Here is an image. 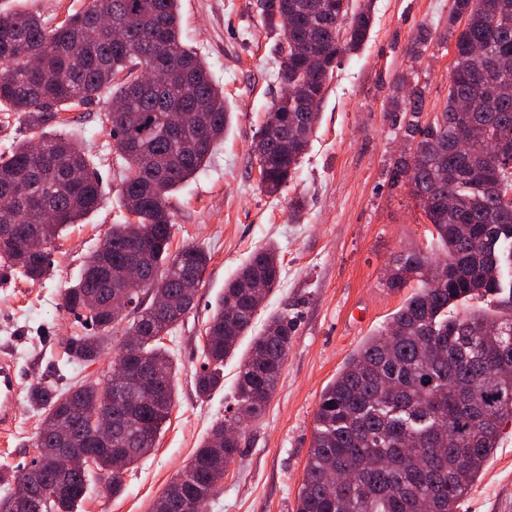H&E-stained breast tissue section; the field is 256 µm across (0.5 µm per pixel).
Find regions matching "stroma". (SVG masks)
I'll use <instances>...</instances> for the list:
<instances>
[{
	"label": "stroma",
	"instance_id": "1",
	"mask_svg": "<svg viewBox=\"0 0 512 512\" xmlns=\"http://www.w3.org/2000/svg\"><path fill=\"white\" fill-rule=\"evenodd\" d=\"M89 4L0 0V9L35 12L55 26ZM452 5L453 0H375L368 41L341 59L326 84L299 171L280 196L270 197L259 188L251 144L281 92L277 38L263 28L257 0H181L183 39L223 88L231 121L206 165L169 200L170 248L198 244L211 261L194 308L165 340L178 373L171 414L154 449L126 472L121 495L92 478L77 512H151L211 427L228 416L235 361L225 363L224 386L208 397L198 396L194 375L225 282L255 247L268 242L277 245L283 271L257 322L285 310L295 332L267 411L244 425L241 452L206 512H295L324 388L408 295L384 285L393 258L416 247L442 254L431 245L428 221L409 186L391 181L404 137L403 115L391 106L405 77L423 87L426 111L446 105L454 60ZM423 29L432 40L420 58H411L407 48ZM104 113L101 103L79 108L77 121L66 127L98 167L101 208L53 243L47 278L0 280V355L16 361L27 389L41 381L62 388L103 379L118 353L110 348L89 365L62 357L65 339L84 331L82 320L64 307V292L78 279L86 254L125 213L118 193L120 160ZM298 197L304 208L295 216L289 203ZM17 411L13 435L0 444V467H20L32 458L41 418L24 396ZM458 512H512V424Z\"/></svg>",
	"mask_w": 512,
	"mask_h": 512
}]
</instances>
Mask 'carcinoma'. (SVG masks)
<instances>
[{"instance_id": "obj_1", "label": "carcinoma", "mask_w": 512, "mask_h": 512, "mask_svg": "<svg viewBox=\"0 0 512 512\" xmlns=\"http://www.w3.org/2000/svg\"><path fill=\"white\" fill-rule=\"evenodd\" d=\"M179 6L180 0H91L54 27L37 13L0 10V106L28 117L35 129L0 155V192L16 198L11 207L0 205V225L14 228L0 236V275L31 282L48 276L51 248L30 251L29 237L40 233L51 245L68 225L100 208L98 173L88 154L58 129V112L106 104L126 171L119 196L123 206L131 198L137 206L133 218L112 225L65 291V308L93 333L69 337L64 356L70 363H93L119 333L118 355L128 369L145 372L114 387L107 407L97 380L61 391L33 386L29 402L42 417L34 447L45 466L0 468V483L8 486L33 474L28 505L12 504L7 494L0 512H74L94 474L112 494L120 493L123 476L112 471L113 459L132 467L154 448L170 416L177 367L163 341L195 306L197 292L185 291L183 282H201L211 257L198 245L170 250L169 199L206 163L230 121L224 90L183 40ZM259 9L265 26L293 46L279 78L298 88L275 124L259 129L254 146L261 191L277 196L306 154L338 59L364 45L372 15L370 4L355 10L344 0H260ZM285 13L292 20L286 31ZM102 15L123 27V41L99 22ZM448 24L458 29L448 102L430 124L421 120L422 90L414 86L404 100L394 99L391 111L410 115L404 132L416 149L412 158L394 163L391 181L410 186L453 274L429 288L421 279L429 253L411 250L394 260L385 286L412 292L322 392L296 512H419L422 502L429 512H457L512 422V204L504 201L512 193V153L490 150L493 140L512 146V0H453ZM476 45L486 48L485 57L472 55ZM314 49L322 63L310 71L306 57ZM149 64L165 69L167 82L139 93L138 70ZM460 98L470 102L469 111L458 110ZM170 112L183 113L178 139L164 133ZM458 130L472 140L469 157L451 151ZM448 196L456 199L451 214L435 203ZM135 260L145 265L148 281L111 275ZM281 272L274 246L255 249L225 283L206 328L204 364L194 378L201 397L224 387V363L250 336L233 392L232 419L240 425L265 414L291 346L294 326L286 311L254 330ZM159 292L168 303L163 315L144 300ZM112 297L126 298L130 308L113 314ZM473 297L493 302L497 312L457 308ZM104 407L112 416V438L102 444L85 419ZM63 410L93 466L51 467L59 445L45 430ZM226 424L224 419L212 427L183 468L186 480L161 495L154 512H186L190 499L218 492L241 448L234 436L220 448L210 446ZM338 466L353 467L357 475L341 492L326 480Z\"/></svg>"}]
</instances>
